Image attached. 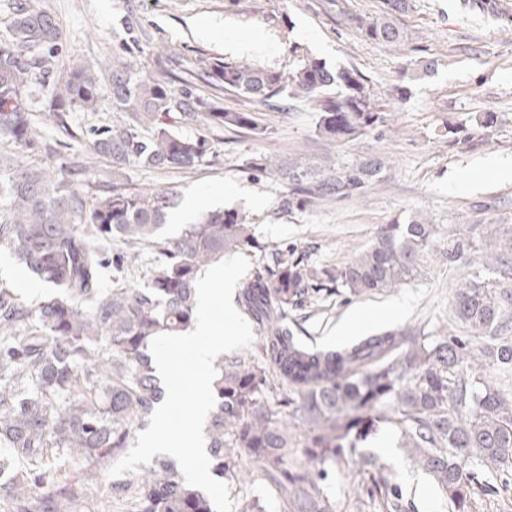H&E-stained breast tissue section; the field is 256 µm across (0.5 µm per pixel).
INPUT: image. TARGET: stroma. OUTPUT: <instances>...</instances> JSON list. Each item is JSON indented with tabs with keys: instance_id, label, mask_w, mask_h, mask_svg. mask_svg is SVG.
I'll use <instances>...</instances> for the list:
<instances>
[{
	"instance_id": "35a3bbf8",
	"label": "stroma",
	"mask_w": 512,
	"mask_h": 512,
	"mask_svg": "<svg viewBox=\"0 0 512 512\" xmlns=\"http://www.w3.org/2000/svg\"><path fill=\"white\" fill-rule=\"evenodd\" d=\"M59 23L52 79L61 78L78 60L100 76L97 111L71 113L67 126L47 117L45 96H34L35 115L45 150L25 152L30 166L47 167L57 158L88 154L82 129L119 119L112 106L107 64L113 54L132 47L140 71L164 67L188 80L204 98L230 109L251 108L269 132L264 136L217 129L205 122L182 126L185 134L203 135L213 153L192 169L131 172L133 188L167 189L178 203L196 198L205 207L235 208L246 213L258 238L276 248L306 255L317 266L338 268L365 248L380 225L415 213L436 224L441 239L461 240V259H436L409 284L380 295L310 294L288 312L295 338L308 346L336 348L346 340L389 328H410L436 335L449 322L451 301L461 277L479 271L491 232L512 227V178L498 166H512V28L502 21L465 9L462 0H412L398 21L408 38L400 47L364 38L354 16L374 17L386 0H43ZM257 39L269 53H232L230 39ZM300 44L333 68L352 67L367 77L387 101L392 124L385 133H369L351 142L318 137L315 112L307 103L287 102L285 110L247 104L218 90L211 67L244 62L289 70L292 44ZM434 61L430 75L411 79V62ZM408 89L404 98L395 86ZM497 116L493 128L478 125L480 115ZM452 136L441 137L444 128ZM266 155L274 170L250 171L249 158ZM321 170L347 171L367 159L379 160V175L362 195L333 197L306 208L282 212L288 192L283 175L297 156ZM380 313V320L357 321L360 312ZM348 325L346 337L336 330ZM402 491L414 512H453L452 503L408 456L397 425L381 422L360 444ZM370 480L353 464L330 466L317 481L333 512H383L380 497L368 496ZM236 508L260 500L265 512H288L280 491L257 479L231 485Z\"/></svg>"
}]
</instances>
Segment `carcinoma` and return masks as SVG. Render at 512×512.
Returning a JSON list of instances; mask_svg holds the SVG:
<instances>
[{
    "label": "carcinoma",
    "instance_id": "carcinoma-1",
    "mask_svg": "<svg viewBox=\"0 0 512 512\" xmlns=\"http://www.w3.org/2000/svg\"><path fill=\"white\" fill-rule=\"evenodd\" d=\"M38 0H20L8 35L0 38V145L34 151L41 139L29 100L48 94L50 117L93 111L98 74L74 62L54 84L47 78L59 26ZM387 16L357 17L363 36L385 46L404 42L393 14L410 0H387ZM295 66L275 69L224 62L216 81L224 92L260 102L306 101L318 112V134L353 141L389 126L386 103L353 68L330 69L304 49ZM112 105L125 119L87 131L92 157L112 164V184L92 189L87 168L66 158L53 171L33 169L0 151V250H6L52 292L35 305L0 283V512H83L105 491L112 512H215L209 496L188 485L176 460L156 455L135 472L108 471L131 447L165 391L149 354L161 333L195 323L199 272L225 255L256 250L271 258L246 281L239 303L260 333L259 353L219 357L215 406L206 425L212 475L235 483L241 463L259 464L264 480L301 512H331L308 477L289 468L294 427H309L306 457L318 475L325 465L372 459L357 446L370 427L391 419L421 468L457 512H470L488 474H512V393L492 375L512 372V228L498 233L483 255V271L455 289L453 321L466 335L416 336L386 330L336 349L298 342L288 308L325 284L353 296L377 294L416 278L431 261L461 257L463 245L441 246L423 216L394 219L340 269L316 266L260 241L236 209L202 210L174 238L161 240L175 197L129 185L134 166L191 169L206 161L207 140L174 130L200 119L228 130L265 135L257 113L224 109L186 83L172 87L160 67L142 74L125 54L112 58ZM380 171L371 159L344 175L288 167L284 211L318 197L361 190ZM155 253L144 285L127 280L141 251ZM112 270V286L104 284ZM293 407L295 424L283 419ZM370 494L386 512H406L387 474L371 473Z\"/></svg>",
    "mask_w": 512,
    "mask_h": 512
}]
</instances>
